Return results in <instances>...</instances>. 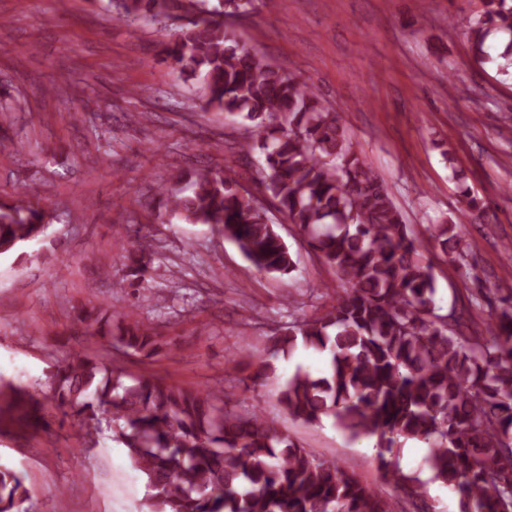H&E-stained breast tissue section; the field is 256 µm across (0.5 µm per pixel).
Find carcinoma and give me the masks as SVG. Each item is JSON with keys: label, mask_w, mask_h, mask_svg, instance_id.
<instances>
[{"label": "carcinoma", "mask_w": 512, "mask_h": 512, "mask_svg": "<svg viewBox=\"0 0 512 512\" xmlns=\"http://www.w3.org/2000/svg\"><path fill=\"white\" fill-rule=\"evenodd\" d=\"M470 23L475 58L490 59L487 38H509L497 72L512 75V0H482ZM117 18L176 21L163 48L175 78L199 85L205 108L244 129L224 138L229 150L262 161L255 180L268 200L241 190L237 172L196 169L173 174L156 190L158 217L206 224L234 242L260 273L293 272L273 212L294 225L329 266L340 290L312 317L275 327L264 353L233 358L253 368V385L275 373L274 359L298 343L328 353L317 377L298 370L281 385L285 415L305 424L330 418L351 438H376L377 469L402 494L410 512H434L423 483L400 466L394 449L418 440L426 464L459 498L460 512H512V288H498L499 309L486 332H465L476 298L448 311L437 303L429 247L404 222L391 195L356 148L319 90L285 73L238 39L224 16L246 0H121ZM462 216L486 222L484 201L461 189ZM45 210L25 198L0 203V256H12L44 235ZM456 223L428 227V241L450 261L471 266ZM152 235L134 230L112 305L83 309L84 333L107 340L112 363L70 347L46 374L44 390L0 383V431L18 423L35 432L53 424L77 427L93 448L103 432L124 448L147 477L148 512H392L391 501L336 462L317 456L259 410H240L222 388H183L133 375L121 357H149L159 334L130 320V310L156 300L143 287L153 255ZM132 292H127V289ZM59 411L46 418L45 401ZM24 476L0 464V512H31Z\"/></svg>", "instance_id": "1"}]
</instances>
